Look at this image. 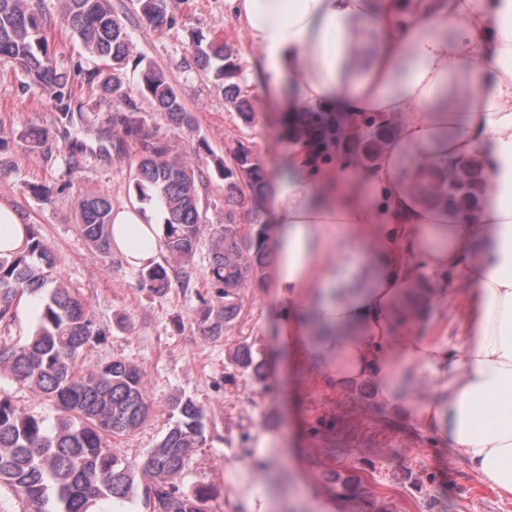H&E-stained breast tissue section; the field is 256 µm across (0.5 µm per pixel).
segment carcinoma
<instances>
[{
  "label": "carcinoma",
  "instance_id": "carcinoma-1",
  "mask_svg": "<svg viewBox=\"0 0 512 512\" xmlns=\"http://www.w3.org/2000/svg\"><path fill=\"white\" fill-rule=\"evenodd\" d=\"M61 13L70 33L92 55L112 62L109 70L93 69L88 80L98 81L112 94L119 109L104 125H85L82 106L63 113L57 130L67 138L70 154L90 153L100 158L110 150L142 147L132 178L137 199L161 208L164 246L168 258L187 263L194 256L201 233L200 200L211 175L171 155L169 141L141 115L138 100L148 101L175 128L189 127L194 116L185 108L165 72L149 63L140 73L136 91L124 89L122 76L129 34L114 17L107 0H61ZM145 22L163 29L175 24L167 0H138ZM194 64L224 89L227 102L244 120L252 115L250 99L241 87L242 70L224 40L191 35ZM0 60L13 63L29 81L61 99L72 97L67 72L51 57L45 20L37 5L21 0H0ZM344 144L355 148L364 163L373 162L390 136L385 125L367 123L355 132L350 123L332 120L320 111L306 113L291 132L306 137L317 125ZM50 131L29 129L15 137L0 135V151L19 139L30 148L40 147ZM216 175L224 181V225L210 241L207 276L212 297L202 299L194 325L205 338L224 335V325L240 313L238 290L271 262L268 227L256 224L243 235L235 215L248 200L263 196L270 179L247 148H240L230 163L218 160ZM481 173L474 166L448 163V170L429 175L416 185L430 202L457 211L477 206ZM112 198L106 193L85 195L79 204L78 226L94 248H112ZM24 247L0 257V321L12 314L23 296L43 301L33 332L21 344H0V371L24 388L52 402L58 416L52 426L0 396V488H8L23 504V512H99L102 502L129 503L141 512H210L216 491L204 485L188 490L181 479L189 469L193 449L205 440L203 407L190 396L169 403L172 425L141 462L124 463L108 448V438L135 432L147 420L150 402L141 371L122 359L95 369L82 367L83 351L106 336L82 301L57 285L55 257L31 224L25 225ZM171 265L153 264L140 271L141 284L161 294L171 285ZM234 363L261 371L262 352L241 344Z\"/></svg>",
  "mask_w": 512,
  "mask_h": 512
}]
</instances>
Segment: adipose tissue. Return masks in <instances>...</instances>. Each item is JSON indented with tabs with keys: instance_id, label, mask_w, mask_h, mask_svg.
Here are the masks:
<instances>
[{
	"instance_id": "obj_1",
	"label": "adipose tissue",
	"mask_w": 512,
	"mask_h": 512,
	"mask_svg": "<svg viewBox=\"0 0 512 512\" xmlns=\"http://www.w3.org/2000/svg\"><path fill=\"white\" fill-rule=\"evenodd\" d=\"M224 14L287 112L399 123L362 174L341 151L315 166L298 141L273 178L265 220L289 348L337 383L371 382L512 498V0H224ZM474 157L482 209L459 214L413 190V170ZM109 234L135 268L164 249L161 216L134 198L113 206ZM447 271L469 286L470 336L454 345L417 335L406 307L422 286L445 301ZM251 471L229 467L237 497L271 512Z\"/></svg>"
}]
</instances>
